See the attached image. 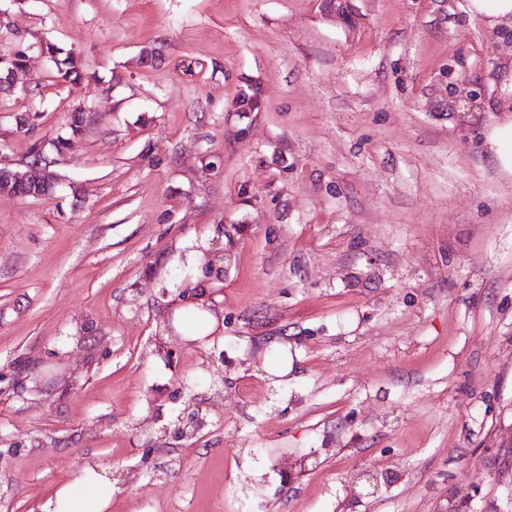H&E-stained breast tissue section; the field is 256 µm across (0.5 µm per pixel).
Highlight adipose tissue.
<instances>
[{"mask_svg":"<svg viewBox=\"0 0 512 512\" xmlns=\"http://www.w3.org/2000/svg\"><path fill=\"white\" fill-rule=\"evenodd\" d=\"M486 142L493 165L503 175L512 176V114H502L488 125ZM112 493L105 474L88 467L75 481L59 486L44 501L41 512H106Z\"/></svg>","mask_w":512,"mask_h":512,"instance_id":"1","label":"adipose tissue"}]
</instances>
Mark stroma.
Instances as JSON below:
<instances>
[{
  "label": "stroma",
  "instance_id": "stroma-1",
  "mask_svg": "<svg viewBox=\"0 0 512 512\" xmlns=\"http://www.w3.org/2000/svg\"><path fill=\"white\" fill-rule=\"evenodd\" d=\"M467 5L0 0V155L60 176L0 195V512L90 465L108 512H512V26ZM45 51L54 64L59 78L74 80L81 76V61L71 50H66L56 44L46 43ZM24 62V55L22 53H15L13 56L1 55L0 56V69L2 73H5L9 68L10 69L4 75L0 72V88L6 87L8 89H14L16 87L17 82V74L19 71H22V68H14L21 67ZM486 142L493 165L505 176H512V114L503 112L486 129Z\"/></svg>",
  "mask_w": 512,
  "mask_h": 512
}]
</instances>
